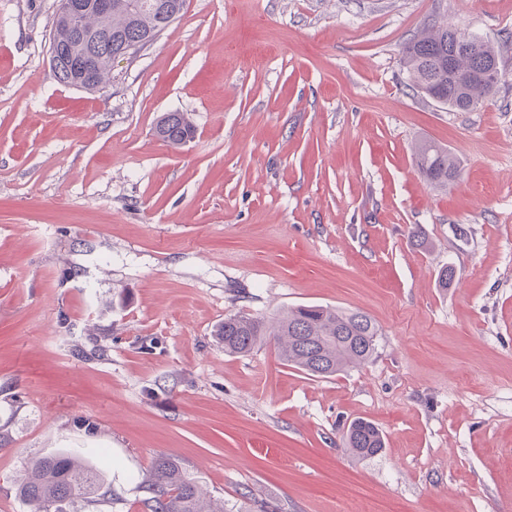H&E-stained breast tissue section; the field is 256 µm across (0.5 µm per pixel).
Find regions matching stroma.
I'll return each instance as SVG.
<instances>
[{
  "instance_id": "35a3bbf8",
  "label": "stroma",
  "mask_w": 512,
  "mask_h": 512,
  "mask_svg": "<svg viewBox=\"0 0 512 512\" xmlns=\"http://www.w3.org/2000/svg\"><path fill=\"white\" fill-rule=\"evenodd\" d=\"M57 7L0 0V512L60 452L106 476L67 512H135L159 453L224 512H512V0H188L95 92L49 73ZM431 20L500 53L473 111L409 84ZM300 304L367 314L377 355L312 377L215 334ZM156 134L163 141L178 147L194 136L195 127L187 113L166 112L156 125ZM415 161L420 175L436 188L447 187L459 175L448 150L431 142H422L416 147ZM345 447L353 457L368 458L383 451L385 440L375 424L365 419H357L347 429Z\"/></svg>"
}]
</instances>
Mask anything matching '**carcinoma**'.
Returning <instances> with one entry per match:
<instances>
[{"label": "carcinoma", "mask_w": 512, "mask_h": 512, "mask_svg": "<svg viewBox=\"0 0 512 512\" xmlns=\"http://www.w3.org/2000/svg\"><path fill=\"white\" fill-rule=\"evenodd\" d=\"M123 2L108 17L88 18L85 37L55 14L48 60L54 80L85 91L97 90L93 78L77 71L73 61L89 57L100 78L110 81L113 54L126 43L163 32L173 23L172 15L182 14L184 0ZM401 63L413 88L455 112L474 110L502 78L498 53L491 44L479 39L470 45L448 25L419 29L403 45ZM156 134L178 147L194 136L195 127L186 113L166 112L156 125ZM415 161L420 175L436 188L447 187L459 175L448 150L431 142L416 147ZM218 336L225 352L242 355L271 340L286 365L310 376L327 377L369 362L377 354L381 333L361 311L303 304L272 320L227 316ZM345 447L354 457L368 458L383 451L385 440L375 424L357 419L347 429ZM104 484V473L92 462L65 452L31 462L17 495L35 512H64L67 504L103 495ZM147 490L150 497L143 504L148 512H224V507L204 501L199 486L185 475L178 461L163 453L153 459Z\"/></svg>", "instance_id": "obj_1"}]
</instances>
